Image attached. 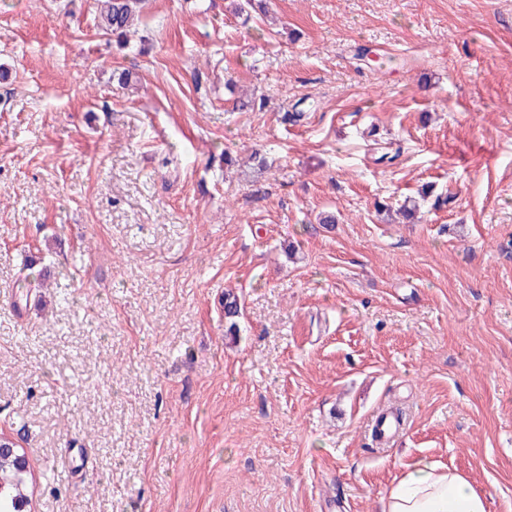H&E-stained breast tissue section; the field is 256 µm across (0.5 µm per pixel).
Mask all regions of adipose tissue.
<instances>
[{
    "instance_id": "ef3b65f1",
    "label": "adipose tissue",
    "mask_w": 512,
    "mask_h": 512,
    "mask_svg": "<svg viewBox=\"0 0 512 512\" xmlns=\"http://www.w3.org/2000/svg\"><path fill=\"white\" fill-rule=\"evenodd\" d=\"M383 512H488L487 503L459 471L420 460L395 478Z\"/></svg>"
}]
</instances>
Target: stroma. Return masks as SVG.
Listing matches in <instances>:
<instances>
[{
    "label": "stroma",
    "instance_id": "35a3bbf8",
    "mask_svg": "<svg viewBox=\"0 0 512 512\" xmlns=\"http://www.w3.org/2000/svg\"><path fill=\"white\" fill-rule=\"evenodd\" d=\"M267 6L145 0L120 48L96 0H0L30 512H382L421 459L512 512V0Z\"/></svg>",
    "mask_w": 512,
    "mask_h": 512
}]
</instances>
